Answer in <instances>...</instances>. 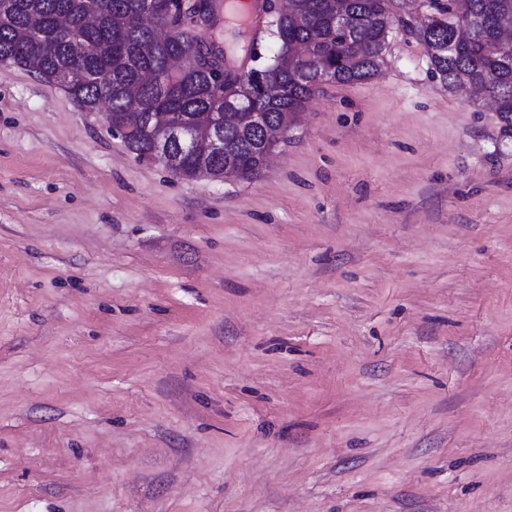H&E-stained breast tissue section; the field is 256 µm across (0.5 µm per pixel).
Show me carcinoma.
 <instances>
[{"label":"carcinoma","instance_id":"obj_1","mask_svg":"<svg viewBox=\"0 0 512 512\" xmlns=\"http://www.w3.org/2000/svg\"><path fill=\"white\" fill-rule=\"evenodd\" d=\"M332 0H288L293 23L277 25L288 39V59L231 74L214 64L205 69L194 45L199 34L176 30L153 41L154 19L138 10L139 0H6L0 5V59L27 68L62 85L87 112L130 111L128 93L136 90L135 111L144 124L160 114H176L192 124L210 121L224 111V87L252 90L249 109L277 120L300 111L320 88V67L335 68V83H361L373 78L383 62L390 33L389 0H349V23L330 41ZM432 16L418 30L433 71L451 93L471 100L490 95L497 110L512 122V50L498 42L501 22L512 19V0H468L460 14L456 0H430ZM98 11V25L86 26V10ZM69 19L72 39L50 38L56 18ZM183 59L170 74L168 60ZM135 158L153 152V139L128 135ZM261 140L255 131L224 122V164L243 169L251 179Z\"/></svg>","mask_w":512,"mask_h":512}]
</instances>
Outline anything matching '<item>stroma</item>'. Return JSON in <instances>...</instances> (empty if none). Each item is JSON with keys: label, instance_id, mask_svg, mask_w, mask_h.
I'll list each match as a JSON object with an SVG mask.
<instances>
[{"label": "stroma", "instance_id": "1", "mask_svg": "<svg viewBox=\"0 0 512 512\" xmlns=\"http://www.w3.org/2000/svg\"><path fill=\"white\" fill-rule=\"evenodd\" d=\"M389 10L249 180L0 62V512H512V125Z\"/></svg>", "mask_w": 512, "mask_h": 512}]
</instances>
